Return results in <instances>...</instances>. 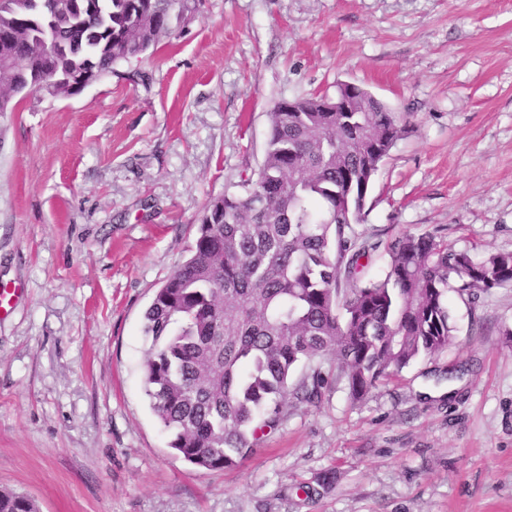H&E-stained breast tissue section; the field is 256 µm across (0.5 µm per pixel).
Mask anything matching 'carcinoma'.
Instances as JSON below:
<instances>
[{
    "label": "carcinoma",
    "instance_id": "1",
    "mask_svg": "<svg viewBox=\"0 0 512 512\" xmlns=\"http://www.w3.org/2000/svg\"><path fill=\"white\" fill-rule=\"evenodd\" d=\"M198 0H0V110L23 94L26 69L43 92L77 95L79 80L155 49L188 21ZM267 113L258 172L244 192L205 207L189 257L144 312L146 394L170 448L214 471L242 464L276 428L288 396L320 403L326 356L353 399L453 338L448 288L462 299L512 286V252L476 257L434 234L362 236L381 163L404 126L371 99L362 112H322L320 98ZM389 256L380 280H361L362 260ZM0 512H38L25 494L0 491Z\"/></svg>",
    "mask_w": 512,
    "mask_h": 512
}]
</instances>
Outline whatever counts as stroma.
<instances>
[{
	"label": "stroma",
	"instance_id": "obj_1",
	"mask_svg": "<svg viewBox=\"0 0 512 512\" xmlns=\"http://www.w3.org/2000/svg\"><path fill=\"white\" fill-rule=\"evenodd\" d=\"M354 82L403 115L359 232L512 252V0H203L156 50L0 112V490L40 512H512V287L363 398L323 360L240 466L170 448L143 314L281 99Z\"/></svg>",
	"mask_w": 512,
	"mask_h": 512
}]
</instances>
